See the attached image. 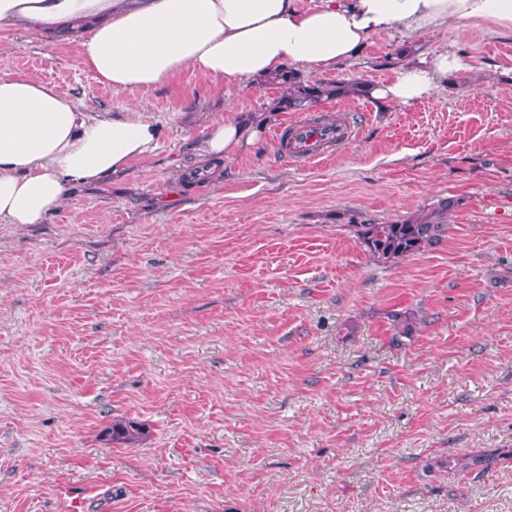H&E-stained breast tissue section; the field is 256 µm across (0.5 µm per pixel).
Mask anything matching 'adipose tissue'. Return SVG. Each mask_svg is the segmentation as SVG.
I'll return each instance as SVG.
<instances>
[{
	"label": "adipose tissue",
	"mask_w": 512,
	"mask_h": 512,
	"mask_svg": "<svg viewBox=\"0 0 512 512\" xmlns=\"http://www.w3.org/2000/svg\"><path fill=\"white\" fill-rule=\"evenodd\" d=\"M461 20L512 32V0H0V28L32 25L82 33L83 65L116 90L150 89L185 67L214 82L259 83L290 65L328 72L376 35H406ZM465 67L443 50L402 56L374 99L408 105L430 97ZM264 125L214 121L205 158L255 145ZM160 128L144 107L93 114L33 75H0V224H41L76 185L124 172L157 146Z\"/></svg>",
	"instance_id": "1"
}]
</instances>
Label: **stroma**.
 <instances>
[{
	"instance_id": "1",
	"label": "stroma",
	"mask_w": 512,
	"mask_h": 512,
	"mask_svg": "<svg viewBox=\"0 0 512 512\" xmlns=\"http://www.w3.org/2000/svg\"><path fill=\"white\" fill-rule=\"evenodd\" d=\"M408 47L465 69L410 105L308 114L189 67L115 90L68 33L0 29V74L161 126L46 223L0 225V512H512V33L394 28L333 76L387 82ZM256 112V146L179 177L211 121ZM313 114L349 139L286 162L279 134ZM448 197L442 241L397 265L358 237ZM116 421L138 441L112 442ZM482 453L503 459L457 470Z\"/></svg>"
}]
</instances>
